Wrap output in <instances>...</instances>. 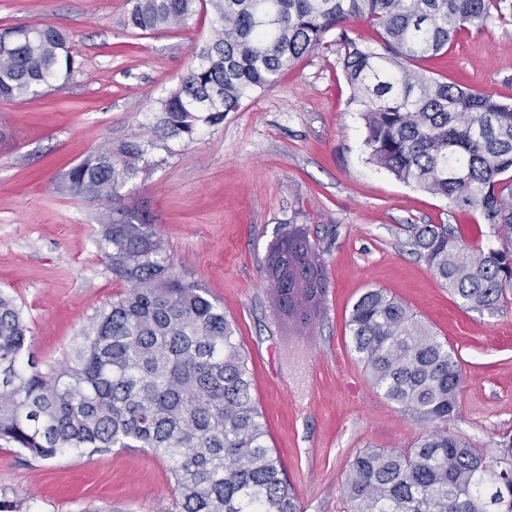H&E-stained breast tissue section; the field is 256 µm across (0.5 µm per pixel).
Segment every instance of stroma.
Listing matches in <instances>:
<instances>
[{
  "label": "stroma",
  "mask_w": 512,
  "mask_h": 512,
  "mask_svg": "<svg viewBox=\"0 0 512 512\" xmlns=\"http://www.w3.org/2000/svg\"><path fill=\"white\" fill-rule=\"evenodd\" d=\"M130 0H0V26L65 32L81 69L59 90L0 99V291L21 306L30 351L60 365L97 310L128 285L99 246L109 216L154 225L179 276L198 281L237 327L252 395L301 512H350L349 462L362 450L404 449L426 425L377 389L353 347L348 320L367 290L407 304L458 357L459 414L449 424L495 454L512 434V306L468 309L412 244L409 224L462 227L471 247L497 244L478 211L397 180L364 144L336 46L304 57L193 141L152 152L115 204L59 189L64 174L108 143L145 135L196 50L212 36L198 13L180 28L127 27ZM429 76L512 103V0L469 27ZM306 234L326 272L316 318L282 312L266 274L280 229ZM0 490L29 512H175L168 460L139 448L51 460L0 448Z\"/></svg>",
  "instance_id": "35a3bbf8"
}]
</instances>
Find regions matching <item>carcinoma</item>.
Here are the masks:
<instances>
[{
	"mask_svg": "<svg viewBox=\"0 0 512 512\" xmlns=\"http://www.w3.org/2000/svg\"><path fill=\"white\" fill-rule=\"evenodd\" d=\"M206 4L214 38L162 101L158 126L194 140L337 33L343 75L364 106L369 160L480 211L505 239L471 248L450 224H410L413 245L462 304L491 314L512 305V105L416 68L495 0H134L128 24L179 28ZM354 21L372 27L379 49L348 36ZM79 68L57 28L0 30L1 99L61 89ZM155 148L135 137L97 150L65 173L61 190L116 202ZM99 245L130 289L97 311L59 368L39 367L21 308L0 292V448L41 460L146 448L171 461L178 512H300L268 445L234 321L201 284L174 273L154 225L114 218ZM348 326L375 387L430 425L410 448L353 457L351 512H512V438L490 455L448 428L463 381L448 346L381 289L360 296Z\"/></svg>",
	"mask_w": 512,
	"mask_h": 512,
	"instance_id": "carcinoma-1",
	"label": "carcinoma"
}]
</instances>
